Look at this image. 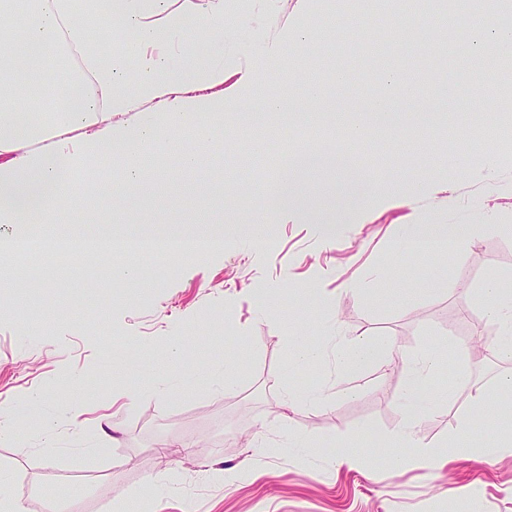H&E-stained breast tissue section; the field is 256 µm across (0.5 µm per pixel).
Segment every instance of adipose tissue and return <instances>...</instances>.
I'll return each mask as SVG.
<instances>
[{
  "instance_id": "obj_1",
  "label": "adipose tissue",
  "mask_w": 512,
  "mask_h": 512,
  "mask_svg": "<svg viewBox=\"0 0 512 512\" xmlns=\"http://www.w3.org/2000/svg\"><path fill=\"white\" fill-rule=\"evenodd\" d=\"M168 0H0V16L11 19L24 33L21 43L10 45L0 58L6 59L16 73L39 74L48 70L68 41L70 30H77L84 43H91L101 18L108 17L126 25L131 31L129 51L124 56L102 58L93 54L84 64L93 78L92 84L76 79L70 99L59 121L50 127L35 125L25 109L40 97L38 88L20 89L23 107H0V154H11L9 165H0V224L10 227L0 236V257L10 254L18 241L32 239L36 227L51 221L52 211L65 207L60 236L88 238H124L119 225L84 224L79 217L80 203L70 189V176L79 158L88 153L110 154L127 159L124 183L138 185L153 169L157 156L178 155L183 166L195 163L193 153L180 150L170 138L161 136L154 125L143 120L129 128H116V113L142 112L145 105L157 103L170 127L182 131L192 129L197 145H205L214 137L210 121L217 103L208 101L202 89L222 84L223 65L198 62L185 68L174 67L169 57L170 38L186 24L184 13L169 11ZM500 0H482L479 14L473 19L463 46L465 52L479 51L494 44L499 58L512 57V33L497 30L492 19ZM87 128L85 139L68 137L70 127ZM41 151H34V144ZM348 161L344 154L321 144L305 146L291 156L279 188L297 185L305 180L309 169L343 171ZM437 176L429 168L411 181L382 184L374 174H363L362 191L357 202L374 205L379 196L390 195L408 202L417 198L424 185ZM475 224L449 230L444 224H408L403 240L410 253H419L421 245L439 248L453 241H469L478 233ZM482 295L488 301L487 311L502 329L500 354L512 356V295L503 293L497 277L487 278ZM394 355L391 345L370 338H358L346 349L337 351L336 368L347 375L384 363ZM436 351H429L406 366V385L400 402L403 422L390 436L394 452L386 462L389 467L431 466L438 456L430 444L424 443L418 429L427 415L436 410L440 399L429 395L423 380L440 369ZM402 447L413 448L410 456L399 455Z\"/></svg>"
}]
</instances>
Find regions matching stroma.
I'll use <instances>...</instances> for the list:
<instances>
[{
  "mask_svg": "<svg viewBox=\"0 0 512 512\" xmlns=\"http://www.w3.org/2000/svg\"><path fill=\"white\" fill-rule=\"evenodd\" d=\"M337 13H377L383 25L339 29L331 23ZM404 17L396 0H224L220 41L209 40L204 21L192 17L180 45L224 60V83L209 91L225 100L212 144L195 148L161 120L160 133L198 150L195 168L159 157L163 177L126 189V160L100 155L75 167L72 190L82 217L95 224L191 233V216L207 211L213 231L222 232L262 210L266 239L257 244L242 235L201 257L179 255L163 275L152 257L132 258L138 288L98 276L99 262L77 255L67 275L45 282L34 314L18 307L14 289L0 288V409L16 422L0 438L1 492L23 499L27 512H42L47 500L62 512H150L160 493L163 512H512V456L481 452L512 427V391L498 386L512 364L496 355L500 328L479 295L495 275L512 292V152L490 142L481 161L468 165L458 147L482 139L484 111H512V62L474 107L466 84L449 86L448 74L479 79L483 57L449 49L420 14L413 20L422 45L413 47ZM260 31L284 41L278 61L256 55ZM304 31L308 40L297 42ZM247 59L255 80L244 87L234 63ZM391 68L416 77L417 97L385 85L381 74ZM311 69L345 74L343 82H326L321 117L264 111L263 99L277 91L303 102ZM379 94L395 103L408 142L364 139L354 157L385 184L439 167L416 202L386 197L360 211L336 179L316 175L280 209L266 206L257 183L240 179L251 167L259 183L276 184L298 144L284 137L283 124L320 120L333 145L349 113ZM259 140L266 143L260 155L252 150ZM407 224L485 230L447 253L410 256L402 245ZM394 268L405 280L419 271L452 287L408 300L385 280ZM351 281L358 291L347 290ZM270 296L278 304L273 314L264 304ZM333 331L342 343L392 339L398 353L353 380L337 375L330 352L313 365L291 366L288 337L318 346ZM476 332L487 338L479 357L468 351ZM433 346L443 349L444 363L425 389L442 403L420 434L446 464L397 473L385 459L403 420L404 362ZM229 358L236 366L228 383L213 365ZM119 360L124 370H116ZM289 387L298 400L286 420L280 403ZM33 391L42 401L37 418L27 411ZM73 395L88 418L81 427L63 420ZM101 415L114 426L112 437L99 434ZM173 439L188 450L171 456L179 480L160 490L146 477L160 469L159 450ZM90 447L94 455L83 456ZM350 453L361 463L338 465ZM216 468H239L246 477L224 486L211 478Z\"/></svg>",
  "mask_w": 512,
  "mask_h": 512,
  "instance_id": "1",
  "label": "stroma"
}]
</instances>
